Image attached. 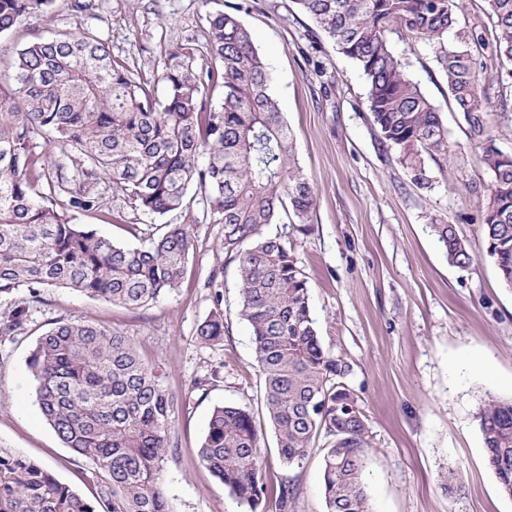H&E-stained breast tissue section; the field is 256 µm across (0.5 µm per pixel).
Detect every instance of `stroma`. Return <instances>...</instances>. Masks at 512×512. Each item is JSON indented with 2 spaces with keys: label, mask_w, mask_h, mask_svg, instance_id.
<instances>
[{
  "label": "stroma",
  "mask_w": 512,
  "mask_h": 512,
  "mask_svg": "<svg viewBox=\"0 0 512 512\" xmlns=\"http://www.w3.org/2000/svg\"><path fill=\"white\" fill-rule=\"evenodd\" d=\"M88 2L89 9L76 11L70 0H58L47 21L1 34L0 80L10 81L9 63L24 43L87 29L146 79L165 48L186 42L206 67L207 13L236 12L265 60L315 194L307 223L284 217L261 233H287L322 343L350 365L346 381L371 437L364 482L373 512H512L474 421L488 396H512V288L504 286L479 232L489 174L430 49L411 39L395 43L410 77L439 108L455 149L451 160L428 162L431 181L418 185L398 151L379 141L362 71L293 0ZM96 192L101 210L79 213V223L128 246L149 244L163 225L183 224L194 252L180 286L137 311L68 289L45 291L24 329L0 336V444L45 465L85 497L98 496L101 470L75 457L43 419L27 367L37 338L55 322L88 321L122 331L178 395V448L163 473L175 512H244L199 461L210 412L224 403L251 412L268 491L292 481L298 512H325L321 461L328 441L319 439L302 465L288 468L280 460L250 331L238 315V261L224 248V227L204 206V190L192 186L183 208L160 219L115 195L109 180ZM105 209L113 215L107 222ZM435 224L455 226L477 258L474 268L449 264L431 231ZM218 306L224 338L202 343L196 328ZM199 380L206 390L195 389ZM451 471L458 487L449 493L443 483Z\"/></svg>",
  "instance_id": "obj_1"
}]
</instances>
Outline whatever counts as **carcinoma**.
<instances>
[{
	"label": "carcinoma",
	"instance_id": "1",
	"mask_svg": "<svg viewBox=\"0 0 512 512\" xmlns=\"http://www.w3.org/2000/svg\"><path fill=\"white\" fill-rule=\"evenodd\" d=\"M491 40L462 22L456 0H294L367 81V108L381 143L399 151L411 179L427 184L425 161L453 155L440 112L405 72L393 36L409 33L434 54L454 103L479 142L491 181L480 227L503 283L512 288V152L486 130L483 51L512 62V0H485ZM56 0H0V34L31 26ZM214 66H196L188 44L164 50L155 80L134 77L108 43L86 30L38 38L18 50L12 81H0V297L30 288L31 302L0 313V336L28 321L43 288H67L139 310L179 287L194 240L167 224L149 245L115 244L76 213L97 207L103 176L114 193L145 215L180 209L193 184L208 188L224 249L239 260L238 315L252 336L256 368L282 462L298 466L322 435L326 512H370L364 482L369 435L358 396L345 382L349 364L327 350L310 314L305 276L286 235L261 237L266 224L292 212L306 223L310 181L271 89L266 63L232 13L207 14ZM220 82V107L206 104ZM42 137L74 153L49 164ZM432 231L448 262L470 269L475 256L451 224ZM203 343L224 336L218 310L201 322ZM41 415L66 447L95 462L105 482L91 500L51 470L0 446V512H175L163 489L176 394L159 367L141 359L128 336L105 326L58 321L28 358ZM488 464L512 497V399L489 397L475 415ZM202 465L246 508L260 512L262 450L250 413L214 407L199 448ZM298 493L284 481L275 512H296Z\"/></svg>",
	"mask_w": 512,
	"mask_h": 512
}]
</instances>
